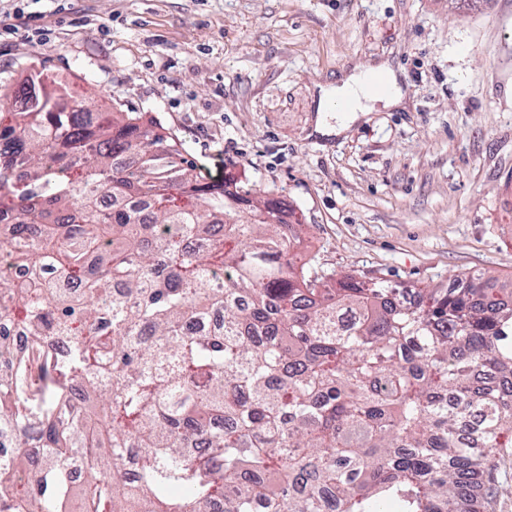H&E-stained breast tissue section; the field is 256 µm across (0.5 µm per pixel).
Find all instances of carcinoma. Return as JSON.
Instances as JSON below:
<instances>
[{
    "mask_svg": "<svg viewBox=\"0 0 512 512\" xmlns=\"http://www.w3.org/2000/svg\"><path fill=\"white\" fill-rule=\"evenodd\" d=\"M44 73L0 105V512H483L512 283L332 285L281 202Z\"/></svg>",
    "mask_w": 512,
    "mask_h": 512,
    "instance_id": "cac0c4a2",
    "label": "carcinoma"
}]
</instances>
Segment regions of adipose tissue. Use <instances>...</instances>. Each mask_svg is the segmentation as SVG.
I'll return each mask as SVG.
<instances>
[{
	"label": "adipose tissue",
	"instance_id": "ef3b65f1",
	"mask_svg": "<svg viewBox=\"0 0 512 512\" xmlns=\"http://www.w3.org/2000/svg\"><path fill=\"white\" fill-rule=\"evenodd\" d=\"M372 72L380 74L384 79L380 89L372 90L367 85V76ZM404 100L405 93L397 75L386 64H379L371 69L354 67L335 87L323 91L321 95L323 111H333L335 105L339 103L347 104V116L339 118L336 122V129L340 132L347 129L350 115L369 111L372 103L381 102L388 107H397L403 104Z\"/></svg>",
	"mask_w": 512,
	"mask_h": 512
}]
</instances>
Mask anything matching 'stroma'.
<instances>
[{
    "mask_svg": "<svg viewBox=\"0 0 512 512\" xmlns=\"http://www.w3.org/2000/svg\"><path fill=\"white\" fill-rule=\"evenodd\" d=\"M0 87L32 65L154 117L203 173L288 204L313 266L402 288L512 280V0H0ZM389 64L403 107L319 111Z\"/></svg>",
    "mask_w": 512,
    "mask_h": 512,
    "instance_id": "1",
    "label": "stroma"
}]
</instances>
